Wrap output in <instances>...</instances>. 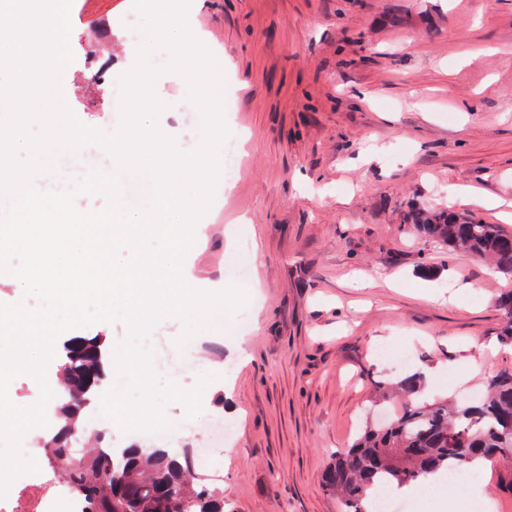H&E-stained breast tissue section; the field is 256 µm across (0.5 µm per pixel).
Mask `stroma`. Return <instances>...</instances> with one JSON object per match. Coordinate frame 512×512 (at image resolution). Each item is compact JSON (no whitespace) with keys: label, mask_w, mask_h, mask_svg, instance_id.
<instances>
[{"label":"stroma","mask_w":512,"mask_h":512,"mask_svg":"<svg viewBox=\"0 0 512 512\" xmlns=\"http://www.w3.org/2000/svg\"><path fill=\"white\" fill-rule=\"evenodd\" d=\"M189 12L222 71L226 127L247 137L193 264L210 277L243 264L249 279L246 303L192 337L176 316L147 337L160 381L201 391L196 417L163 407L158 445L187 451L227 512H341L322 475L398 406L380 388L418 372L436 399L463 404L512 369L497 336L512 275L404 222L448 207L459 186L512 203V0H191ZM70 17L64 100L111 133L117 76L134 65L124 47L144 19L134 0H72ZM158 64L166 124L194 149L202 114ZM55 166L33 186L116 169L96 144ZM356 273L370 287H353ZM383 347L407 363L379 360ZM510 473L512 456L497 457L480 484L447 498L425 484L394 512H472L487 489L491 512H512Z\"/></svg>","instance_id":"stroma-1"}]
</instances>
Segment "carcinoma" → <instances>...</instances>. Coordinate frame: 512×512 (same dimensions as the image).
<instances>
[{
	"instance_id": "obj_1",
	"label": "carcinoma",
	"mask_w": 512,
	"mask_h": 512,
	"mask_svg": "<svg viewBox=\"0 0 512 512\" xmlns=\"http://www.w3.org/2000/svg\"><path fill=\"white\" fill-rule=\"evenodd\" d=\"M406 222L422 235L487 259L494 269L512 273V232L484 224L452 210H413ZM500 330L512 346V291L502 293ZM100 337L74 338L65 346L61 375L64 396L57 406L63 425L44 440L48 468L68 476L70 492L87 505L86 512H224V491L191 471L186 455L164 448L129 446L107 454L68 448L81 433L79 419L92 391L105 376L106 355ZM422 377L412 373L399 382L404 402L385 425H367L353 445L334 455L323 478L338 495L343 512H370V492L383 486L424 480L443 469L470 467L512 451V370L488 381L487 394L468 404H423Z\"/></svg>"
}]
</instances>
